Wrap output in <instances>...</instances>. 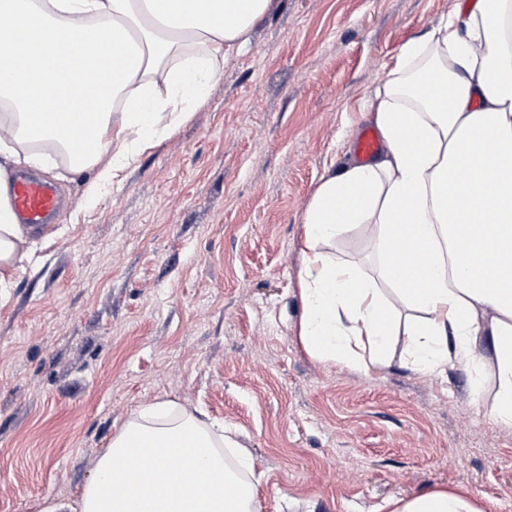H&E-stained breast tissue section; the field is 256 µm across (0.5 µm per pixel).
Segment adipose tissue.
<instances>
[{
	"label": "adipose tissue",
	"mask_w": 512,
	"mask_h": 512,
	"mask_svg": "<svg viewBox=\"0 0 512 512\" xmlns=\"http://www.w3.org/2000/svg\"><path fill=\"white\" fill-rule=\"evenodd\" d=\"M271 0H0V288L29 258L7 196L16 170L90 174L86 206L173 133L248 45ZM381 139L367 163L322 178L304 216L299 336L320 361L379 370L393 337L409 363L440 373L471 364L480 399L490 340L492 416L512 427V0H471L399 50L365 107ZM369 233L381 278L328 252ZM428 258L425 281L397 252ZM392 287L386 298L378 281ZM233 436L175 403L143 406L113 436L77 501L46 512H256L255 492L222 452ZM182 459V479L138 481L134 452ZM235 485L236 498L224 495ZM390 512H480L437 488Z\"/></svg>",
	"instance_id": "adipose-tissue-1"
}]
</instances>
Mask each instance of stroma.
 I'll return each instance as SVG.
<instances>
[{
	"mask_svg": "<svg viewBox=\"0 0 512 512\" xmlns=\"http://www.w3.org/2000/svg\"><path fill=\"white\" fill-rule=\"evenodd\" d=\"M460 0H273L204 102L83 205L87 175L0 300V512H44L93 478L141 406L173 401L239 435L258 512H388L464 491L512 512V427L462 363L410 367L402 340L365 375L303 347V217L355 159L371 90ZM337 260L378 274L351 232Z\"/></svg>",
	"mask_w": 512,
	"mask_h": 512,
	"instance_id": "obj_1",
	"label": "stroma"
}]
</instances>
